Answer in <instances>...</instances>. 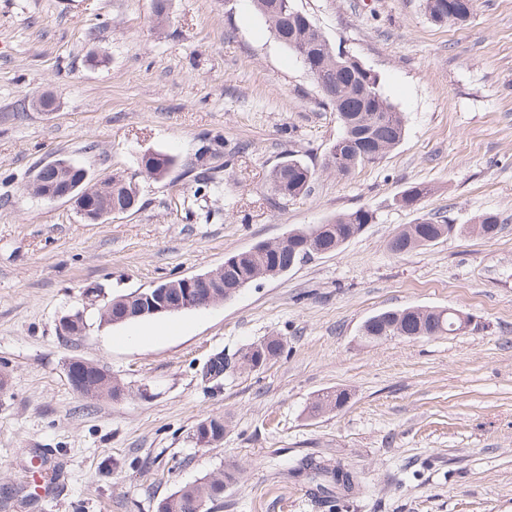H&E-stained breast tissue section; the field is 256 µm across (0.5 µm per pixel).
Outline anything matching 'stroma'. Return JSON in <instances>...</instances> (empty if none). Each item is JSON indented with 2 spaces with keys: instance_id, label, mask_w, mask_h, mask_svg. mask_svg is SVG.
<instances>
[{
  "instance_id": "obj_1",
  "label": "stroma",
  "mask_w": 512,
  "mask_h": 512,
  "mask_svg": "<svg viewBox=\"0 0 512 512\" xmlns=\"http://www.w3.org/2000/svg\"><path fill=\"white\" fill-rule=\"evenodd\" d=\"M329 42L377 72L406 133L379 162L336 174L342 129L312 75L251 0H0V512H157L188 483L234 467L215 512H512V0H477L469 24H437L423 0H294ZM51 112L36 107L42 94ZM224 137L222 189L190 204L179 164ZM178 161L169 178L144 154ZM296 155L309 196L280 202L269 174ZM58 157L93 180L131 177L138 206L92 223L25 186ZM467 226L492 212L493 238L462 233L406 254L387 248L418 213ZM375 223L338 251L261 279L223 304L123 324L114 296L204 273L228 255L358 207ZM407 307L451 308L447 336L371 342L363 322ZM83 311L84 335L57 333ZM267 336L283 354L238 359ZM223 353L222 378L201 371ZM97 363L126 389L90 400L67 377ZM347 403L310 416L318 393ZM223 441L196 445L206 417ZM338 458L365 490L336 510L288 469Z\"/></svg>"
}]
</instances>
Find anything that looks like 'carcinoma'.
<instances>
[{"instance_id":"obj_1","label":"carcinoma","mask_w":512,"mask_h":512,"mask_svg":"<svg viewBox=\"0 0 512 512\" xmlns=\"http://www.w3.org/2000/svg\"><path fill=\"white\" fill-rule=\"evenodd\" d=\"M258 14L269 24L275 38L288 50L307 63L310 73L325 75L328 86L322 88L325 103L336 112L342 127V134L332 145L325 167L346 175L358 167L380 160L388 151L397 147L405 135V123L401 113L383 96L380 79L367 68L345 64L323 34L313 31L314 24L306 16L293 12V0H253ZM476 7V0H425L424 8L435 23H459L461 16ZM153 177L165 178L175 166V159L164 153L154 154ZM229 165L224 158V139L217 135L206 137L194 156L183 164L182 174H190L196 184L194 198H204L219 186V172ZM314 173L302 160L290 155L278 162L270 172V185L274 194L282 201L303 198L311 192ZM429 189L421 184L407 187L396 199L403 207L419 210L421 201ZM138 202V192L132 180L123 176L112 180V198L106 200L93 193L88 194L87 204L94 209H104L114 203ZM375 213L365 207L338 214L327 223L332 225L331 234L323 239L325 248L335 252L346 242L360 235L366 225L375 223ZM499 218L486 213L478 218L472 230L485 237L498 232ZM463 231V227L446 221H437L427 215L416 218L415 222L402 228L388 242V249L394 254H403L449 239ZM288 265V254H275L260 246L245 256L239 264L224 272L226 277L251 274L268 269L271 265ZM422 326L428 336H443L463 330L460 320L446 309H431L411 312L409 309L386 310L366 319L361 327L362 335L369 339L379 336H412L417 326ZM259 347L270 359L280 356L284 341L279 336H269ZM75 374L84 379V387L99 383L103 374L92 365L79 364ZM346 390L323 393L316 397L309 407L313 415L327 409L338 408ZM197 443L209 446L224 438V418L209 417L193 430ZM294 472L306 474L310 490L314 493L337 500H348L362 491L360 472L343 462L330 459L306 458ZM236 472L226 471L218 476L204 477L185 485L158 505V512H212L215 502L224 495V487L235 482Z\"/></svg>"}]
</instances>
